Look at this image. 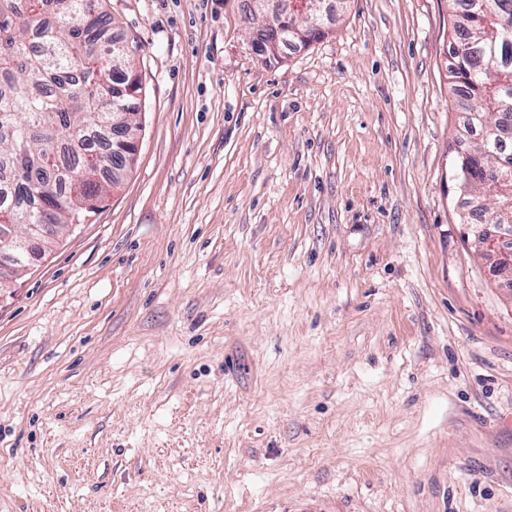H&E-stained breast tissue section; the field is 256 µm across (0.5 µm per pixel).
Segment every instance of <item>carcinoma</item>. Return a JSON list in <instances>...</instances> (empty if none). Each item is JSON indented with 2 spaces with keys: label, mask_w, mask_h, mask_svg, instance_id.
<instances>
[{
  "label": "carcinoma",
  "mask_w": 512,
  "mask_h": 512,
  "mask_svg": "<svg viewBox=\"0 0 512 512\" xmlns=\"http://www.w3.org/2000/svg\"><path fill=\"white\" fill-rule=\"evenodd\" d=\"M454 86L472 100L455 171L471 200L512 179V0H448ZM102 0H0V219L80 224L124 170L107 130L141 110L142 79Z\"/></svg>",
  "instance_id": "obj_1"
}]
</instances>
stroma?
Wrapping results in <instances>:
<instances>
[{"label":"stroma","instance_id":"35a3bbf8","mask_svg":"<svg viewBox=\"0 0 512 512\" xmlns=\"http://www.w3.org/2000/svg\"><path fill=\"white\" fill-rule=\"evenodd\" d=\"M105 7L143 129L0 292V512H512L448 0H349L271 63L245 0Z\"/></svg>","mask_w":512,"mask_h":512}]
</instances>
